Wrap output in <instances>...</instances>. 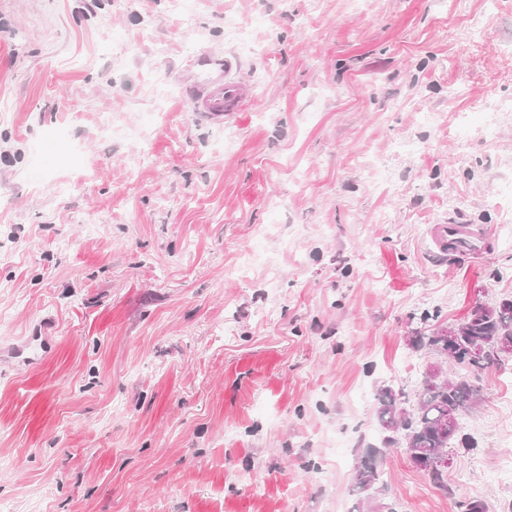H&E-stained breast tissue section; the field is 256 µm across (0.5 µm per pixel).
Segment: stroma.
Instances as JSON below:
<instances>
[{"mask_svg":"<svg viewBox=\"0 0 512 512\" xmlns=\"http://www.w3.org/2000/svg\"><path fill=\"white\" fill-rule=\"evenodd\" d=\"M0 102V512H352L420 314L512 299V0H0ZM481 384L450 492L380 458L399 512L512 505V360ZM224 77H204L197 86L191 102L192 112L211 120H222L233 112H241L244 106L252 100V90L247 82L235 77L236 61L230 56H224ZM484 235L472 224H437L434 242L443 256L463 250L479 253L484 248Z\"/></svg>","mask_w":512,"mask_h":512,"instance_id":"stroma-1","label":"stroma"}]
</instances>
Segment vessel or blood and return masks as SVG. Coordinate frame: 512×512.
Here are the masks:
<instances>
[{
  "label": "vessel or blood",
  "instance_id": "1",
  "mask_svg": "<svg viewBox=\"0 0 512 512\" xmlns=\"http://www.w3.org/2000/svg\"><path fill=\"white\" fill-rule=\"evenodd\" d=\"M237 63L232 57L224 59L221 77L203 78L191 102L192 111L212 120H221L241 111L252 99L247 82L237 79ZM484 235L470 224H439L434 231V242L442 255L450 256L461 251L481 252Z\"/></svg>",
  "mask_w": 512,
  "mask_h": 512
}]
</instances>
